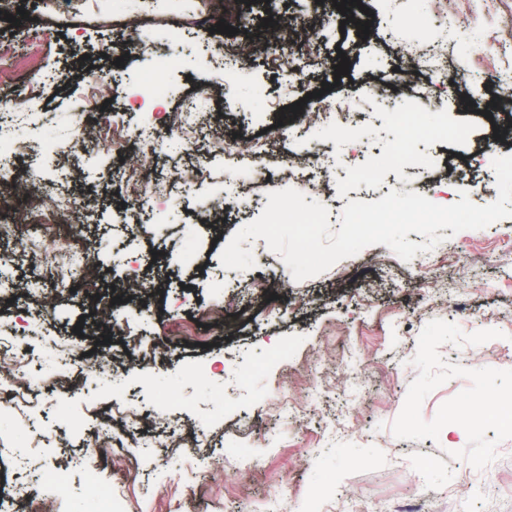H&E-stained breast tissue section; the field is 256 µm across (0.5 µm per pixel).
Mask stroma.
<instances>
[{
  "instance_id": "stroma-1",
  "label": "stroma",
  "mask_w": 512,
  "mask_h": 512,
  "mask_svg": "<svg viewBox=\"0 0 512 512\" xmlns=\"http://www.w3.org/2000/svg\"><path fill=\"white\" fill-rule=\"evenodd\" d=\"M364 4L373 12L365 38L354 24L339 26L316 0H257L246 7V30L237 36L242 44L267 40V15L281 24L316 19L313 45L291 47L309 59L297 96L329 81V99L353 98L360 121L339 132L292 113L294 98L280 94L288 65L277 54L245 53L225 78L219 56L227 37L209 23L191 28L186 41L159 29L147 34L180 59L161 99L141 79L144 57L126 55L122 31L57 24L42 0H0V41L16 43L31 32L43 39L37 57L10 62L11 79L0 86V102L31 115L21 139L58 144L80 138L82 122L109 117L126 129L152 128L163 143L145 182L175 168L193 174L190 184L173 189L187 208L161 215L134 213L124 203L123 177L141 167L132 141L70 152L66 170L53 152L18 164L17 185L35 177L90 202L92 215L79 232L102 277L100 302L91 304L42 264L59 241L27 221L25 200L6 215L20 232L0 240V273L14 283L0 289V336L28 361L31 391L25 407L0 414V498L22 483L39 489L67 460V512H107L114 494L125 512H326L336 500L355 512H385L415 498L431 512H512V426L487 417L494 407L512 406V323L501 317L512 310L505 278L512 219L455 234L453 259L440 244L389 266L382 260L388 247L377 244L299 282L262 238L241 244L251 250L253 268L228 270L220 262L232 235L268 199L227 197L211 172L262 178L269 190H281L289 185L281 172L285 155L330 148L327 189L318 201L335 232L351 201L373 202L400 186L455 202L465 177L494 179L492 158L512 155V140L493 135L494 127L512 126V105L498 100L499 61L512 48L490 44L481 21L487 0H475L474 16L443 20L422 0ZM21 7L27 18L11 25L7 15ZM465 28L473 39L449 53L445 78L422 73L411 88L396 81L400 46L428 47ZM341 51L351 65L338 77ZM101 71L112 77L105 107L91 95ZM473 79L484 84L482 96H472ZM204 81L224 87L222 101L211 106L214 128L193 152L175 151L164 115ZM281 119L286 140L265 160L254 158L253 142ZM224 130L235 133L232 151L206 154L214 132ZM217 201L218 230L211 223ZM31 237L33 251L25 247ZM469 256L485 259L477 271L485 290L462 291L460 303L427 312L438 285L432 266L452 267ZM136 279L152 287L127 297ZM219 296L240 301L224 326L202 318ZM64 339L122 362L105 379L82 365L77 392L49 384L44 374ZM113 403L178 421L185 448L161 447V428L151 422L142 424L136 448L126 433L114 432L111 447L96 456L103 481L87 482L78 459L94 446L100 413ZM205 457L215 465L202 476ZM489 472L491 486L482 482Z\"/></svg>"
}]
</instances>
